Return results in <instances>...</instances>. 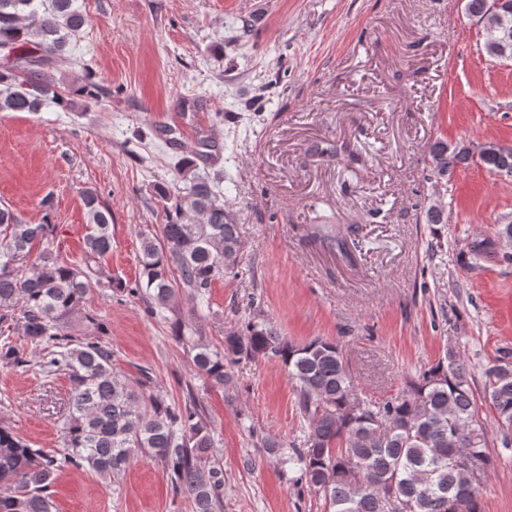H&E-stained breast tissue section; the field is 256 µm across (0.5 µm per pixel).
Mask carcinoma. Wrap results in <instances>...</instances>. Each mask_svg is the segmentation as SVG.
Masks as SVG:
<instances>
[{"label": "carcinoma", "mask_w": 512, "mask_h": 512, "mask_svg": "<svg viewBox=\"0 0 512 512\" xmlns=\"http://www.w3.org/2000/svg\"><path fill=\"white\" fill-rule=\"evenodd\" d=\"M75 0H0V54L13 64L0 70V112H37L51 98H64L41 83V71L68 51L71 38L86 24ZM483 48L487 56H512V0H497ZM478 157L468 145L435 140L429 170L448 180L456 169L477 163L512 169V154L502 155L494 142L482 143ZM315 152L360 161L354 144L328 143ZM193 161L183 158L178 172L185 186L172 193L157 187L164 206L163 242L144 236L142 279L128 295L142 300L151 317L165 318L174 297L170 272L199 303L207 301L213 282L242 271L244 242L232 214L211 182L186 176ZM90 232L85 238L89 263L80 267L59 261L53 251L52 226L29 224L0 207V335L21 323L26 345L3 339L0 365L36 367L45 376L62 373L70 383L60 411L63 448L55 455L32 448L11 426L0 425V512H56L50 489L60 471L89 469L102 477L125 470L142 453L163 464L171 487L186 497L192 512H222L224 469L209 458L212 440L204 410L188 393L184 405L162 395L145 396L123 380L112 364L108 343L80 341L63 329L97 280L91 262L112 249L111 213L93 191L84 194ZM427 224L448 223L445 206L424 210ZM316 232L349 255L353 230L320 224ZM512 242V222L497 236L476 238L460 263L497 256ZM197 374L216 386L229 381L224 360L264 358L282 364L295 383L297 408L307 429L303 447L285 457L299 479L324 496L329 512H482L488 439L476 413L470 365L450 354L406 381L403 394L385 402L355 397L354 380L341 347L315 338L297 345L262 322L224 336L214 351L194 343ZM483 394L503 429L501 444L512 446V349L498 351L484 372ZM465 456L476 469L456 465Z\"/></svg>", "instance_id": "1"}]
</instances>
